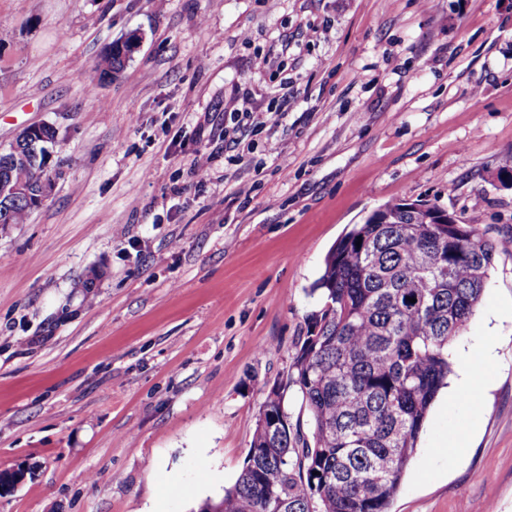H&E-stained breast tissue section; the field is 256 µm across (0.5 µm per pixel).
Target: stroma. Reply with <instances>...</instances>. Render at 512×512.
Wrapping results in <instances>:
<instances>
[{
	"label": "stroma",
	"instance_id": "1",
	"mask_svg": "<svg viewBox=\"0 0 512 512\" xmlns=\"http://www.w3.org/2000/svg\"><path fill=\"white\" fill-rule=\"evenodd\" d=\"M33 123L64 175L0 226V512H198L352 225L421 199L512 239V0H0V148ZM450 353L391 512H512V250Z\"/></svg>",
	"mask_w": 512,
	"mask_h": 512
}]
</instances>
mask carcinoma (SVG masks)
<instances>
[{"mask_svg": "<svg viewBox=\"0 0 512 512\" xmlns=\"http://www.w3.org/2000/svg\"><path fill=\"white\" fill-rule=\"evenodd\" d=\"M126 63L104 52L99 79ZM40 172L0 150L1 179L34 185ZM436 208L387 202L331 249L312 287L322 305L307 317L286 382L260 406L246 464L200 512H389L497 252L470 224L436 223ZM34 211L25 197L0 200V223L25 224ZM290 388L305 424L288 421Z\"/></svg>", "mask_w": 512, "mask_h": 512, "instance_id": "cac0c4a2", "label": "carcinoma"}]
</instances>
